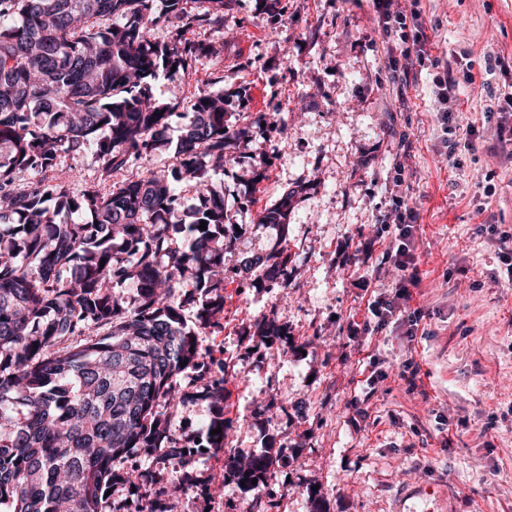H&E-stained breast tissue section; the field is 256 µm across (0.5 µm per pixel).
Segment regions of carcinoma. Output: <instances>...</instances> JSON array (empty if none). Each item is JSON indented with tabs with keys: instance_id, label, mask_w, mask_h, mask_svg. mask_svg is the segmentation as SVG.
Returning a JSON list of instances; mask_svg holds the SVG:
<instances>
[{
	"instance_id": "1",
	"label": "carcinoma",
	"mask_w": 512,
	"mask_h": 512,
	"mask_svg": "<svg viewBox=\"0 0 512 512\" xmlns=\"http://www.w3.org/2000/svg\"><path fill=\"white\" fill-rule=\"evenodd\" d=\"M173 20V41L150 40ZM194 25L224 28V0H0V512H159L169 489L126 465L138 453L183 472L174 490L188 491L187 442L167 410L189 396V371L212 408L207 443L227 455L213 491L275 478L274 448L226 447L224 369L211 371L197 341L224 308L235 239L211 180L245 132L230 127L222 92L175 114L152 91L159 74L176 83L217 54L183 37ZM175 115L181 161L168 170L145 166L107 192H76L57 170L80 152L107 176L126 170L171 144ZM28 174L37 180L21 185ZM296 193L258 223L286 224ZM180 211L186 220L171 223ZM245 266L285 287L275 256ZM125 285L130 299L113 291ZM184 294L200 295L192 326ZM117 486L128 499L112 501Z\"/></svg>"
}]
</instances>
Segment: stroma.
Masks as SVG:
<instances>
[{
    "mask_svg": "<svg viewBox=\"0 0 512 512\" xmlns=\"http://www.w3.org/2000/svg\"><path fill=\"white\" fill-rule=\"evenodd\" d=\"M417 9L457 82L447 129L435 69L391 78L371 0H227L222 30L187 33L223 41V57L153 83L178 108L223 92L246 132L213 177L240 227L225 263L278 249L286 279H225L219 327L199 337L226 363L229 447L280 450L276 506L232 484L214 496L224 455L211 451L191 460L196 485L170 495V512H512V240L487 231L512 233V164L492 150L512 93V67L492 63L512 56V0ZM400 164L420 282L377 326L370 306L400 281L382 231ZM291 187L287 228L256 223ZM266 316L282 341L258 336Z\"/></svg>",
    "mask_w": 512,
    "mask_h": 512,
    "instance_id": "1",
    "label": "stroma"
}]
</instances>
